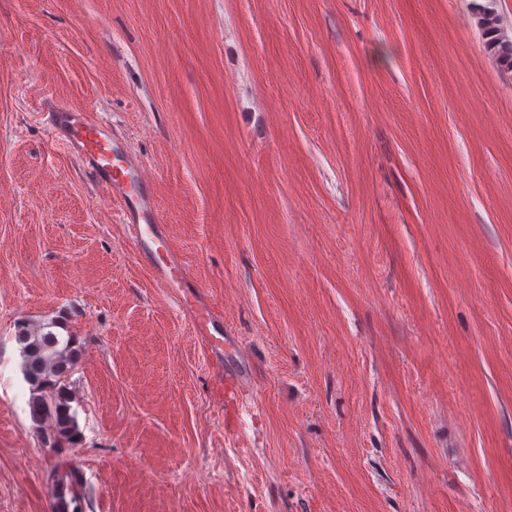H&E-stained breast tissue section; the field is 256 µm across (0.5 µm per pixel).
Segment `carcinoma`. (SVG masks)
<instances>
[{"label":"carcinoma","instance_id":"1","mask_svg":"<svg viewBox=\"0 0 512 512\" xmlns=\"http://www.w3.org/2000/svg\"><path fill=\"white\" fill-rule=\"evenodd\" d=\"M478 25L500 66L512 70V39L500 27L499 17L490 8L483 9ZM50 330L34 329L27 324L17 326L16 341L21 346L22 373L28 385L26 401L32 422L40 428L44 447L57 456L49 472L54 486L52 512H77L71 505L82 494L79 469L62 453L80 442L82 433L68 376L78 357L77 339Z\"/></svg>","mask_w":512,"mask_h":512}]
</instances>
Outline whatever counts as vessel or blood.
I'll return each instance as SVG.
<instances>
[{
  "label": "vessel or blood",
  "instance_id": "obj_1",
  "mask_svg": "<svg viewBox=\"0 0 512 512\" xmlns=\"http://www.w3.org/2000/svg\"><path fill=\"white\" fill-rule=\"evenodd\" d=\"M49 131L81 162L88 177L120 207L123 224L156 280L193 314V329L210 350L222 346L218 336L224 316L191 291L192 280L183 260L167 243L164 216L141 160L117 136L110 123L92 113L64 105L51 106Z\"/></svg>",
  "mask_w": 512,
  "mask_h": 512
}]
</instances>
